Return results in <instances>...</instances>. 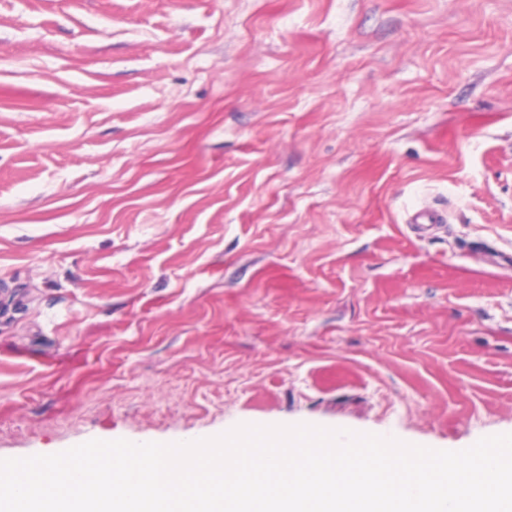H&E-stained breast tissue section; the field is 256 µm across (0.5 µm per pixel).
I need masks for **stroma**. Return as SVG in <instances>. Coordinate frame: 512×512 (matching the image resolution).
<instances>
[{
    "label": "stroma",
    "instance_id": "stroma-1",
    "mask_svg": "<svg viewBox=\"0 0 512 512\" xmlns=\"http://www.w3.org/2000/svg\"><path fill=\"white\" fill-rule=\"evenodd\" d=\"M244 423L512 430V0H0V458Z\"/></svg>",
    "mask_w": 512,
    "mask_h": 512
}]
</instances>
